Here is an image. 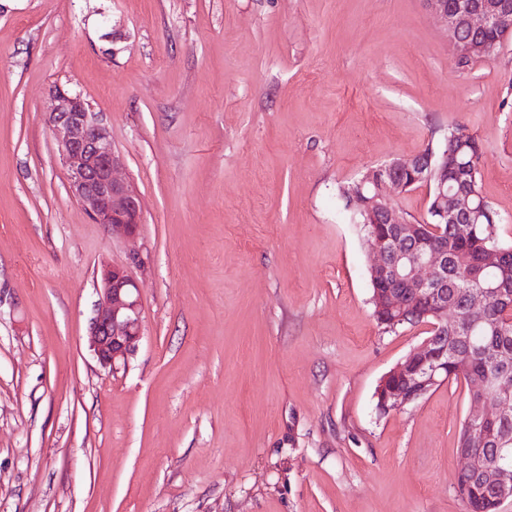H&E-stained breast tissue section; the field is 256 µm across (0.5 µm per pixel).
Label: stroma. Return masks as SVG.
Instances as JSON below:
<instances>
[{
  "mask_svg": "<svg viewBox=\"0 0 512 512\" xmlns=\"http://www.w3.org/2000/svg\"><path fill=\"white\" fill-rule=\"evenodd\" d=\"M79 92L144 210L112 236L48 115ZM512 39L457 69L424 0H0V512H464V380L381 415L427 336L373 316L339 189L465 125L512 242ZM143 336L88 342L99 269ZM142 301L127 269L104 265L95 314L89 324V346L102 367L125 366L142 339Z\"/></svg>",
  "mask_w": 512,
  "mask_h": 512,
  "instance_id": "1",
  "label": "stroma"
}]
</instances>
